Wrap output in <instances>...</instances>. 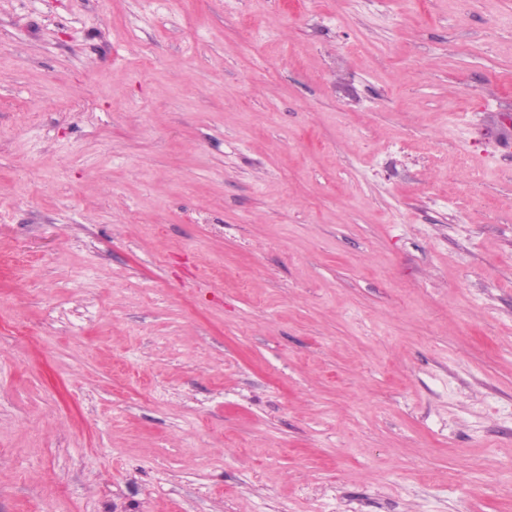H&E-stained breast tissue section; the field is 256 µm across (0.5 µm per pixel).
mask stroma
Returning a JSON list of instances; mask_svg holds the SVG:
<instances>
[{
    "mask_svg": "<svg viewBox=\"0 0 512 512\" xmlns=\"http://www.w3.org/2000/svg\"><path fill=\"white\" fill-rule=\"evenodd\" d=\"M512 512V0H0V512Z\"/></svg>",
    "mask_w": 512,
    "mask_h": 512,
    "instance_id": "35a3bbf8",
    "label": "stroma"
}]
</instances>
